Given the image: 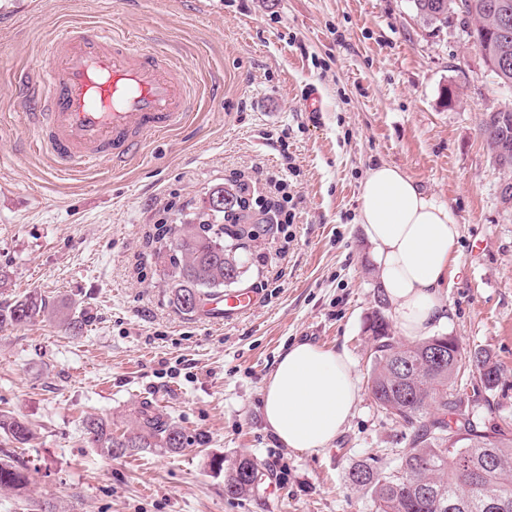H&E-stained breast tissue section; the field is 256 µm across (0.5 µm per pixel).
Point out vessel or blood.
Here are the masks:
<instances>
[{
	"mask_svg": "<svg viewBox=\"0 0 512 512\" xmlns=\"http://www.w3.org/2000/svg\"><path fill=\"white\" fill-rule=\"evenodd\" d=\"M48 70L19 79V109L36 132V148L58 171L76 176L100 165L127 166L152 136L185 126L195 110L184 66L152 39L72 24L48 46ZM47 86L38 94V86ZM250 290L225 292L204 311L226 320L255 310Z\"/></svg>",
	"mask_w": 512,
	"mask_h": 512,
	"instance_id": "1",
	"label": "vessel or blood"
}]
</instances>
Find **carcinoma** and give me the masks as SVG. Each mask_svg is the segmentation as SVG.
Listing matches in <instances>:
<instances>
[{"label": "carcinoma", "mask_w": 512, "mask_h": 512, "mask_svg": "<svg viewBox=\"0 0 512 512\" xmlns=\"http://www.w3.org/2000/svg\"><path fill=\"white\" fill-rule=\"evenodd\" d=\"M415 17L425 26L443 28L455 16L466 27L477 51L485 60L496 61L489 69L497 84L512 88V0H410ZM484 143L491 158L512 170V108L484 113L481 122ZM248 196V187L236 184L218 189L203 199L199 211L188 221L174 225L173 238L164 225L156 227L155 256L163 266L173 304L191 314L188 298L199 294L210 299L224 292V283L240 277L241 254L256 237L233 220H224V209H236ZM46 301L36 291L0 303V327L32 322L44 315ZM373 341V367L368 387L375 404L388 416L414 427L408 447L394 467L381 469L367 460L349 467L348 478L357 490L371 494L376 512H491L490 498L499 499L502 512H512V430L493 426L479 428L458 413L456 384L476 370L487 391L500 381V368L481 351H465L456 337L431 336L404 343L393 336L388 321L379 312L368 319ZM434 406L437 416L423 419L424 407ZM98 447L117 456L133 452H179L203 446L202 433L189 435L169 416L143 405L130 428L112 432L109 424L89 417L84 421ZM0 432L25 444L32 429L23 420L0 414ZM212 466L224 472V458ZM259 481L258 465L249 458L224 472V493L239 497ZM29 477L12 461L0 459V489L18 495L27 490Z\"/></svg>", "instance_id": "obj_1"}]
</instances>
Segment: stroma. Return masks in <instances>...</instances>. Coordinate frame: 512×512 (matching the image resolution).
<instances>
[{
  "mask_svg": "<svg viewBox=\"0 0 512 512\" xmlns=\"http://www.w3.org/2000/svg\"><path fill=\"white\" fill-rule=\"evenodd\" d=\"M80 21L176 49L198 108L124 170L67 177L31 149L13 76L51 65L50 41ZM311 85L316 113L304 108ZM504 106L512 88L494 83L459 21L424 26L407 0H0V269L7 297L35 290L49 307L0 328V410L34 432L24 445L0 434V458L27 465L29 497L58 512H375L349 467L393 465L412 433L367 387L381 284L357 217L381 162L456 217L447 332L501 369L494 391L475 374L458 385L460 409L512 426V208L499 195L512 172L481 135L484 112ZM267 172L300 202L293 224L243 255L235 287L261 306L230 322L183 314L149 234L241 177L266 195ZM296 341L346 349L361 386L353 417L313 454L281 444L262 414L265 380ZM146 401L208 445L115 458L84 428L97 416L121 431ZM215 457L257 461L254 491L225 497Z\"/></svg>",
  "mask_w": 512,
  "mask_h": 512,
  "instance_id": "35a3bbf8",
  "label": "stroma"
}]
</instances>
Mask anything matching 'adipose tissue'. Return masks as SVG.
Returning a JSON list of instances; mask_svg holds the SVG:
<instances>
[{
	"mask_svg": "<svg viewBox=\"0 0 512 512\" xmlns=\"http://www.w3.org/2000/svg\"><path fill=\"white\" fill-rule=\"evenodd\" d=\"M359 221L397 330L412 340L437 334L448 321V264L459 236L451 210L383 163L361 185ZM359 396L346 350L299 341L264 386L263 415L279 442L316 453L335 440Z\"/></svg>",
	"mask_w": 512,
	"mask_h": 512,
	"instance_id": "ef3b65f1",
	"label": "adipose tissue"
}]
</instances>
